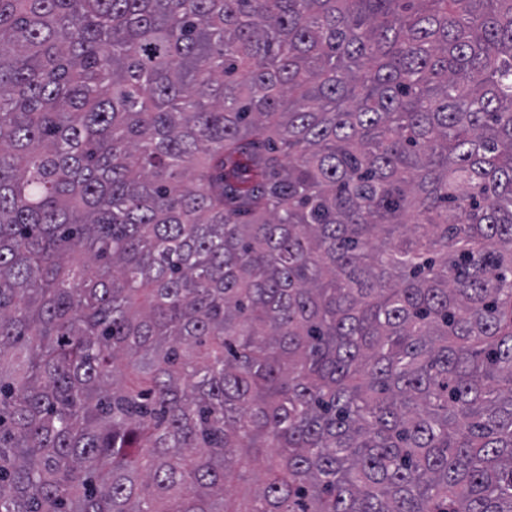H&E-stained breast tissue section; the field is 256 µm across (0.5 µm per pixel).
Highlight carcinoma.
I'll list each match as a JSON object with an SVG mask.
<instances>
[{
    "label": "carcinoma",
    "instance_id": "carcinoma-1",
    "mask_svg": "<svg viewBox=\"0 0 512 512\" xmlns=\"http://www.w3.org/2000/svg\"><path fill=\"white\" fill-rule=\"evenodd\" d=\"M0 512H512V0H0Z\"/></svg>",
    "mask_w": 512,
    "mask_h": 512
}]
</instances>
